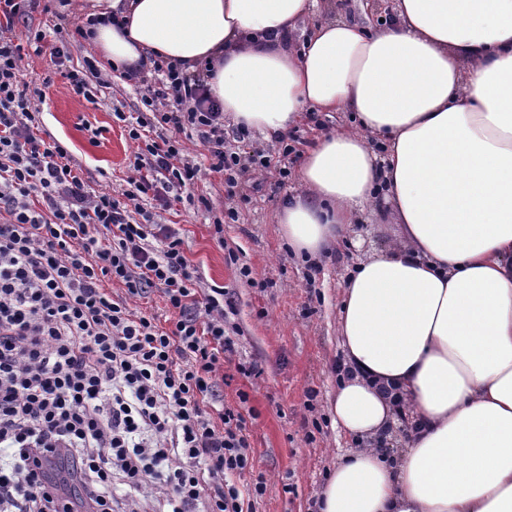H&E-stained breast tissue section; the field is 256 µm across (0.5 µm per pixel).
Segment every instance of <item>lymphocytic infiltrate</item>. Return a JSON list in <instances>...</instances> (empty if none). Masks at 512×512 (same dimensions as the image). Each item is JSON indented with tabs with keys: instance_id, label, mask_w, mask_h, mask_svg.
Wrapping results in <instances>:
<instances>
[{
	"instance_id": "lymphocytic-infiltrate-1",
	"label": "lymphocytic infiltrate",
	"mask_w": 512,
	"mask_h": 512,
	"mask_svg": "<svg viewBox=\"0 0 512 512\" xmlns=\"http://www.w3.org/2000/svg\"><path fill=\"white\" fill-rule=\"evenodd\" d=\"M31 8L0 0V512H113L121 498L128 512H257L267 483L253 472L247 420L217 391L237 352L224 328L233 302L200 286L161 214L202 170L180 134L195 136L207 169L242 202L265 155L249 151L245 128L225 133L210 65L185 73L158 58L123 75L142 104L124 118L137 144L128 187L92 190L67 147L43 138L51 81L29 88L23 61L49 50L73 93L95 100L102 72L90 58L72 66L70 45L98 20L49 47L41 30L10 38ZM155 287L170 327L129 307Z\"/></svg>"
}]
</instances>
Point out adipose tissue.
<instances>
[{"label":"adipose tissue","mask_w":512,"mask_h":512,"mask_svg":"<svg viewBox=\"0 0 512 512\" xmlns=\"http://www.w3.org/2000/svg\"><path fill=\"white\" fill-rule=\"evenodd\" d=\"M315 0H90L104 61L155 52L210 62L235 126L273 145L305 106L358 124L320 137L281 237L311 262L392 205L397 242L346 282L338 332L350 373L327 411L365 446L327 478L317 512H512V0H393L371 29ZM406 404L400 454L379 445Z\"/></svg>","instance_id":"adipose-tissue-1"}]
</instances>
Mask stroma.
Instances as JSON below:
<instances>
[{
	"instance_id": "obj_1",
	"label": "stroma",
	"mask_w": 512,
	"mask_h": 512,
	"mask_svg": "<svg viewBox=\"0 0 512 512\" xmlns=\"http://www.w3.org/2000/svg\"><path fill=\"white\" fill-rule=\"evenodd\" d=\"M47 76L53 83L40 106L44 129L67 146L92 189L121 191L137 145L116 115L140 107L139 91L114 78L90 102L72 92L49 55L32 57L27 81L38 85ZM352 126L347 112H323L318 121L298 125L293 152L273 154L270 168L257 172L256 189L223 234H216L213 224L229 204L221 174L203 172L195 187L209 198L211 211L185 201L164 214L166 223L177 225L202 286L224 287L234 303L226 326L235 331L239 349L224 365L220 390L225 405L246 414L254 469L267 480L258 512H312L338 458L360 447L359 440L333 430L327 413L339 386L335 364L343 356L338 309L356 259L395 241L398 228L352 225L330 258L311 264L288 250L276 220L285 199L299 188L306 148L321 133ZM92 127L104 130L95 145L88 141ZM283 168L288 171L284 180L279 177ZM243 266L250 277L240 275ZM240 362L258 364L261 375L243 377L236 370Z\"/></svg>"
}]
</instances>
